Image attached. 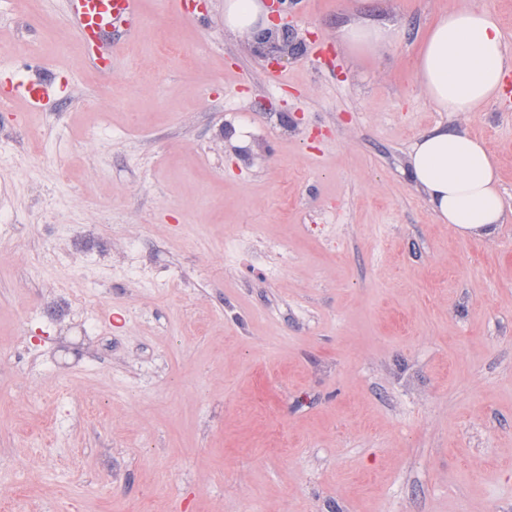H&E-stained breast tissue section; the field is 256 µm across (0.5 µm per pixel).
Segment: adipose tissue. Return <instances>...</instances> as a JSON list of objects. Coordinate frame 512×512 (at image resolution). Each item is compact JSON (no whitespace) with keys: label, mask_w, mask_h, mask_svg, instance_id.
<instances>
[{"label":"adipose tissue","mask_w":512,"mask_h":512,"mask_svg":"<svg viewBox=\"0 0 512 512\" xmlns=\"http://www.w3.org/2000/svg\"><path fill=\"white\" fill-rule=\"evenodd\" d=\"M224 25L232 32L269 25L261 0H225ZM402 32L392 24L348 23L340 41L355 50L387 53ZM512 72V49L490 8L461 7L441 13L424 36L414 76L439 111L468 114L494 101ZM414 185L433 214L464 235L492 236L512 222V206L500 192V173L487 143L465 129L436 124L421 132L408 155Z\"/></svg>","instance_id":"ef3b65f1"}]
</instances>
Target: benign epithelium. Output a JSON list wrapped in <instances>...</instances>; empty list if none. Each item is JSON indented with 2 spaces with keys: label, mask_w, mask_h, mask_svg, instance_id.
<instances>
[{
  "label": "benign epithelium",
  "mask_w": 512,
  "mask_h": 512,
  "mask_svg": "<svg viewBox=\"0 0 512 512\" xmlns=\"http://www.w3.org/2000/svg\"><path fill=\"white\" fill-rule=\"evenodd\" d=\"M270 8L273 26L244 34V40L253 44V51L261 54L271 67H278L288 59L302 56L305 39L288 24L291 0H265Z\"/></svg>",
  "instance_id": "1"
}]
</instances>
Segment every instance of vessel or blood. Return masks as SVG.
Wrapping results in <instances>:
<instances>
[{
	"mask_svg": "<svg viewBox=\"0 0 512 512\" xmlns=\"http://www.w3.org/2000/svg\"><path fill=\"white\" fill-rule=\"evenodd\" d=\"M68 17L78 31L90 67L106 75L111 73L112 60L125 43L134 41L140 33V0H69ZM109 30L121 33L122 41H102V34ZM55 92L54 76L39 68L33 69L19 86L20 97L33 106Z\"/></svg>",
	"mask_w": 512,
	"mask_h": 512,
	"instance_id": "obj_1",
	"label": "vessel or blood"
}]
</instances>
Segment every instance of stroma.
I'll use <instances>...</instances> for the list:
<instances>
[{
    "mask_svg": "<svg viewBox=\"0 0 512 512\" xmlns=\"http://www.w3.org/2000/svg\"><path fill=\"white\" fill-rule=\"evenodd\" d=\"M462 0H300L285 83L224 0H144L103 76L64 0H0V498L24 512H512V223H439L406 173L465 126L512 205L503 100L437 111L413 63ZM395 24L383 56L338 41ZM143 239L150 272L128 275ZM84 304L110 351L74 346ZM54 84V76L44 73L41 68H35L28 74L27 81L18 85L17 90L20 91L15 97L26 99L31 106L40 105L57 92Z\"/></svg>",
    "mask_w": 512,
    "mask_h": 512,
    "instance_id": "35a3bbf8",
    "label": "stroma"
}]
</instances>
